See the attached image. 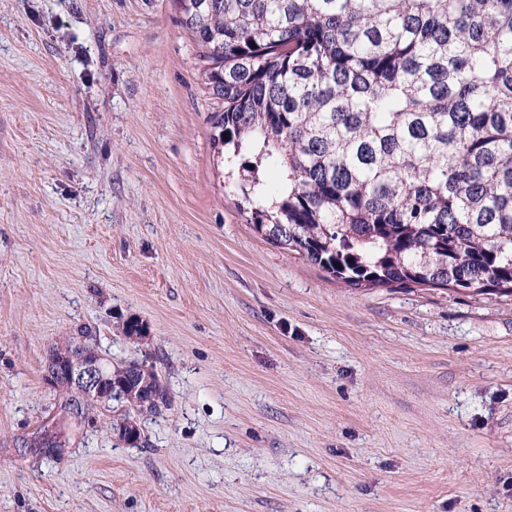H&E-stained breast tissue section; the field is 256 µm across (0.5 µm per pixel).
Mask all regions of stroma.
Instances as JSON below:
<instances>
[{
	"label": "stroma",
	"instance_id": "1",
	"mask_svg": "<svg viewBox=\"0 0 512 512\" xmlns=\"http://www.w3.org/2000/svg\"><path fill=\"white\" fill-rule=\"evenodd\" d=\"M201 68L174 0H0V512H512V297L268 244ZM86 329L168 388L138 446L58 419Z\"/></svg>",
	"mask_w": 512,
	"mask_h": 512
}]
</instances>
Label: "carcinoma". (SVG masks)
<instances>
[{
	"label": "carcinoma",
	"instance_id": "obj_1",
	"mask_svg": "<svg viewBox=\"0 0 512 512\" xmlns=\"http://www.w3.org/2000/svg\"><path fill=\"white\" fill-rule=\"evenodd\" d=\"M177 4L267 241L349 288L512 295V0Z\"/></svg>",
	"mask_w": 512,
	"mask_h": 512
}]
</instances>
